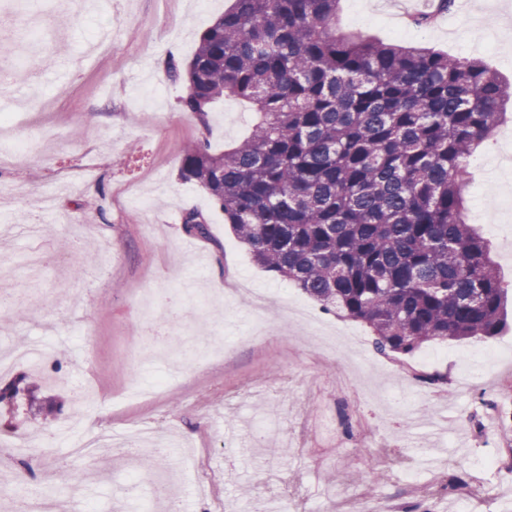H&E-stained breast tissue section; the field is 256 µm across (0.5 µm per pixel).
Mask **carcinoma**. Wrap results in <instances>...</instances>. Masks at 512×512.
I'll list each match as a JSON object with an SVG mask.
<instances>
[{
	"label": "carcinoma",
	"instance_id": "carcinoma-1",
	"mask_svg": "<svg viewBox=\"0 0 512 512\" xmlns=\"http://www.w3.org/2000/svg\"><path fill=\"white\" fill-rule=\"evenodd\" d=\"M340 0H234L172 76L203 128L226 97L259 115L222 152L186 145L179 176L202 187L269 272L406 356L432 342L490 339L505 325L487 242L464 219L468 162L512 84L481 58L336 32ZM207 234L205 215L182 216ZM439 391L448 375L419 372ZM22 374L0 403L32 391Z\"/></svg>",
	"mask_w": 512,
	"mask_h": 512
}]
</instances>
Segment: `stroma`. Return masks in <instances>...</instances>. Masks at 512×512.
<instances>
[{"instance_id": "stroma-1", "label": "stroma", "mask_w": 512, "mask_h": 512, "mask_svg": "<svg viewBox=\"0 0 512 512\" xmlns=\"http://www.w3.org/2000/svg\"><path fill=\"white\" fill-rule=\"evenodd\" d=\"M42 0L27 35L0 27V49L36 54L41 73H28L24 94L0 88V110L24 112L41 140L0 168V290L14 291L0 310V350L32 345L50 350L44 371L60 388L36 389L58 406L55 439L42 468L69 471L54 483L57 499L79 480L96 512H163L138 468L172 482L184 512L230 500L239 512H385L418 501L440 485L437 512H456L465 482L468 512H512V469H485L486 459L512 445V435L487 418L484 404L512 408V256L491 240L507 290V325L481 342L423 345L408 366L374 350L318 357L314 333L291 308L300 304L322 325L362 339V323L324 312L315 299L257 265L197 185L178 174L181 147L208 138L221 151L249 135L254 112L224 100L201 127L184 112L186 87L170 62L187 65L201 34L232 0ZM512 0H456L427 31L396 34L390 11L370 0H341L336 28L383 41L420 44L456 58L483 57L512 81V48L496 23ZM509 117L492 132L469 168L467 221L512 230L499 211L512 176L498 168ZM199 210L208 233H187L182 216ZM234 275L272 295L263 339L243 342L255 321L246 299H228ZM179 294L187 322L142 340L146 301ZM447 374L449 392L413 376L419 357ZM166 386L150 399L131 387ZM84 386L91 404L75 414L71 388ZM112 434L92 457L71 456L88 427ZM193 453L217 475L207 501Z\"/></svg>"}]
</instances>
